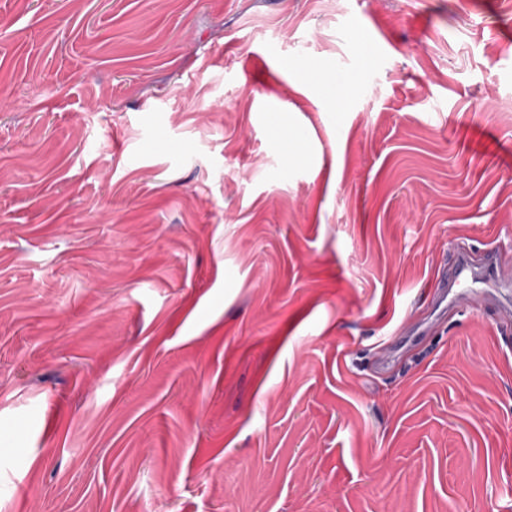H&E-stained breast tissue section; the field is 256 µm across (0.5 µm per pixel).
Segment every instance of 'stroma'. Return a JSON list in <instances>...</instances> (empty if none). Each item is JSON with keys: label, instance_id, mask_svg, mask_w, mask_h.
Returning <instances> with one entry per match:
<instances>
[{"label": "stroma", "instance_id": "stroma-1", "mask_svg": "<svg viewBox=\"0 0 512 512\" xmlns=\"http://www.w3.org/2000/svg\"><path fill=\"white\" fill-rule=\"evenodd\" d=\"M506 101L512 0H0V512H512V286L378 367Z\"/></svg>", "mask_w": 512, "mask_h": 512}]
</instances>
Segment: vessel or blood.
Returning a JSON list of instances; mask_svg holds the SVG:
<instances>
[{
  "label": "vessel or blood",
  "mask_w": 512,
  "mask_h": 512,
  "mask_svg": "<svg viewBox=\"0 0 512 512\" xmlns=\"http://www.w3.org/2000/svg\"><path fill=\"white\" fill-rule=\"evenodd\" d=\"M509 272L512 266L503 261L497 250L489 249L477 255L471 248L459 247L454 262L437 280L432 303L435 315L477 302L500 307L501 300L494 286Z\"/></svg>",
  "instance_id": "obj_1"
}]
</instances>
